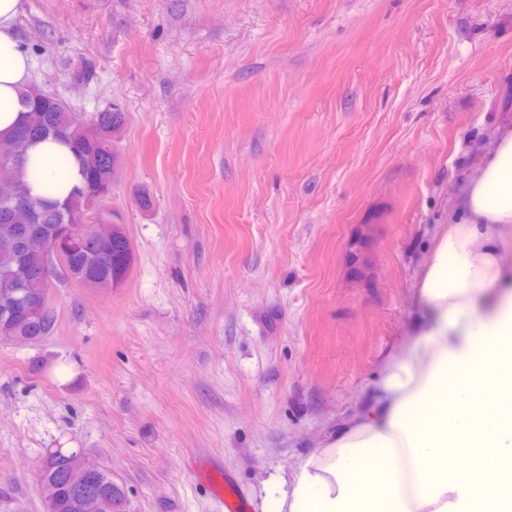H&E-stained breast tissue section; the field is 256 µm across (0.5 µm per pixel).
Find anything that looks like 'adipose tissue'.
Here are the masks:
<instances>
[{"label": "adipose tissue", "mask_w": 512, "mask_h": 512, "mask_svg": "<svg viewBox=\"0 0 512 512\" xmlns=\"http://www.w3.org/2000/svg\"><path fill=\"white\" fill-rule=\"evenodd\" d=\"M0 0V133L23 109L32 58ZM35 198H64L78 167L62 144L32 146ZM512 124L462 182L424 259L409 329L361 409L292 477L270 476L259 512H512ZM469 457L466 468L449 452Z\"/></svg>", "instance_id": "1"}]
</instances>
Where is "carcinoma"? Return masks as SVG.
Returning <instances> with one entry per match:
<instances>
[{
    "instance_id": "carcinoma-1",
    "label": "carcinoma",
    "mask_w": 512,
    "mask_h": 512,
    "mask_svg": "<svg viewBox=\"0 0 512 512\" xmlns=\"http://www.w3.org/2000/svg\"><path fill=\"white\" fill-rule=\"evenodd\" d=\"M25 111L20 124L8 135H0V162L15 165L17 174L8 184L0 185V295L9 290L12 296L6 308L0 306V326L17 324L23 333L38 343L51 335L56 315L51 302H46L39 316H31L26 303L20 301L21 288H40L42 284L28 279L47 268L54 271L51 286L73 282L87 285L94 277L120 288L134 263V251L127 234L115 231L107 239L97 225L111 223L102 207L90 208L92 193L105 197L112 189L117 153L112 150V133L119 130L125 115L118 109L96 113L79 130L68 104L59 98L35 100L30 91L22 95ZM52 138L69 147L78 164L79 175H88L94 184L84 180L73 186L66 199H34L28 193L23 163L25 152L34 143ZM69 224H81L84 232L61 267L56 257L31 247V238L40 233L51 239ZM79 448H51L46 451L39 470L42 485L53 488L48 505L50 512H123L124 495L115 489L112 474L94 464L85 469L75 465ZM91 489L94 509L78 505L77 490Z\"/></svg>"
}]
</instances>
